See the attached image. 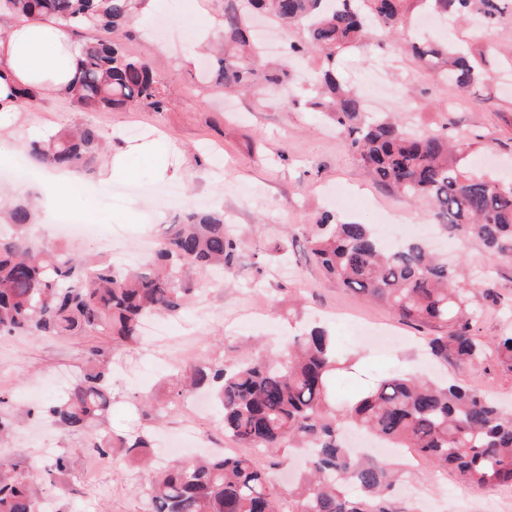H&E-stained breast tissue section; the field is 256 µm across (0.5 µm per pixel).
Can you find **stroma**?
I'll return each instance as SVG.
<instances>
[{
  "instance_id": "1",
  "label": "stroma",
  "mask_w": 512,
  "mask_h": 512,
  "mask_svg": "<svg viewBox=\"0 0 512 512\" xmlns=\"http://www.w3.org/2000/svg\"><path fill=\"white\" fill-rule=\"evenodd\" d=\"M164 2L128 27L97 33L150 65L168 94L163 110L138 105L89 112L46 90L39 95L37 110L0 122V151L10 154L17 141L43 140L85 121L107 138L109 157L126 152L130 177H112L109 157L94 173L76 174L70 214L96 225L99 232L70 244L73 254L122 263L131 240L160 239L172 217L194 202L223 209L231 232L244 240L235 263L224 270L223 287L205 286L196 274H188L193 303L169 318L168 333L159 342L113 350L108 428L126 435L176 432L187 404L172 407L157 421L144 412L141 398L150 394L170 400L168 380L182 368L183 353L199 350L227 360L258 351L272 354L313 319L329 326L341 353L355 360L353 369L336 381L339 404H350L396 371L427 375L432 369L424 344L428 337L442 335V328L401 321L383 305L329 278L302 248H294L284 259L276 249L287 228H305L326 210L361 224L395 218L426 226L428 203L377 186L336 129L308 107L306 82L294 80L290 89L279 93L252 88L228 96L222 87L200 81L197 47L218 41L224 0ZM196 9L210 20L207 29L179 19V12ZM416 36L445 40L482 57L484 78L468 93L434 80L406 52L403 37L388 34L345 51L337 57L336 68L346 75L357 73L354 87L360 96L380 97L383 111L398 115L415 132L450 122L473 131L471 160L512 178V82L498 80L512 69V17L484 34L473 25L451 22L417 31ZM139 144L155 146V156L147 159L136 153ZM161 187L177 188L180 197L158 210L151 200ZM426 239L449 262L462 263L471 276H478L487 263L476 241L431 232ZM357 319L388 326L400 336V344L379 351L357 336ZM86 345V340L65 336L0 338V395L24 403L37 386L45 398L56 396L78 375ZM434 370L512 404V372L454 361ZM83 441V436H65L50 428L34 433L21 427L5 453L43 469L50 460L41 456V449L70 453L72 477L47 488L60 512H147L145 474L120 459H113L111 470L100 475L95 486L83 483ZM423 494L430 499V512H468L471 503L495 497L496 492L465 487L454 472L424 462L398 497L413 502Z\"/></svg>"
}]
</instances>
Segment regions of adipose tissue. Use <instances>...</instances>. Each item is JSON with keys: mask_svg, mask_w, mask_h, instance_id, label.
<instances>
[{"mask_svg": "<svg viewBox=\"0 0 512 512\" xmlns=\"http://www.w3.org/2000/svg\"><path fill=\"white\" fill-rule=\"evenodd\" d=\"M78 53L66 30L37 19L0 26V112H28L44 87L60 91L70 82Z\"/></svg>", "mask_w": 512, "mask_h": 512, "instance_id": "obj_1", "label": "adipose tissue"}]
</instances>
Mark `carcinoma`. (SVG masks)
I'll use <instances>...</instances> for the list:
<instances>
[{
    "instance_id": "cac0c4a2",
    "label": "carcinoma",
    "mask_w": 512,
    "mask_h": 512,
    "mask_svg": "<svg viewBox=\"0 0 512 512\" xmlns=\"http://www.w3.org/2000/svg\"><path fill=\"white\" fill-rule=\"evenodd\" d=\"M432 2L453 17L480 16L484 26L505 14L512 0H225L224 51L202 78L224 87L284 89L290 62L310 53L323 58L313 109L336 125L373 180L410 199L426 197L431 218L448 236L475 239L488 261L479 279L460 278L419 241L385 247L367 224L340 223L326 215L309 225L303 248L343 286L385 305L415 325L438 324L443 336L428 342L438 360L498 364L512 372V332L489 340L476 333V294L512 313V293L496 286L499 266L512 263V179L496 178L467 161L471 136L456 127L414 133L394 118L361 110L360 100L336 73V57L382 30L402 33L412 4ZM136 0H0V14L32 16L72 28L112 30L133 21ZM301 26L276 65L258 59L250 41L255 14ZM411 52L439 79L467 90L481 76L474 56L434 41L414 42ZM65 97L84 110L122 109L167 101L161 81L144 61L107 40L85 42ZM104 152L92 124L64 129L29 145L28 156L45 169H92ZM37 210L18 203L0 213V337L107 336L115 345L137 344L148 317L179 313L191 301L183 280L192 268L208 276L232 263L241 242L230 235L222 211L187 210L169 225L156 252L139 268L88 261L30 234ZM112 348L92 345L81 373L61 400L45 409L16 407L0 416V445L13 427L47 412L62 434L87 433L84 455H120L147 473L148 512H414L393 495L398 472L389 463L354 457L341 434L359 428L391 448H410L435 467L453 470L466 486L512 488V413L475 388L439 384L425 376L381 378L346 409L336 405L332 379L351 368L340 359L336 337L313 327L292 346L246 362L202 359L185 369L176 395L206 389L223 419L224 434L242 448L264 454L306 449L304 469L282 493L249 454L175 460L156 468L151 436H125L105 427L112 407ZM71 457L56 455L47 474L64 477ZM45 497L36 467L0 456V512H38Z\"/></svg>"
}]
</instances>
